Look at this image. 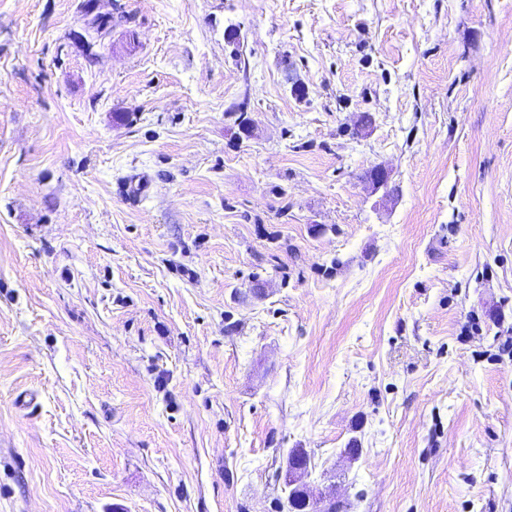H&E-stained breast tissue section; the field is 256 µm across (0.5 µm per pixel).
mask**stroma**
<instances>
[{"instance_id": "35a3bbf8", "label": "stroma", "mask_w": 512, "mask_h": 512, "mask_svg": "<svg viewBox=\"0 0 512 512\" xmlns=\"http://www.w3.org/2000/svg\"><path fill=\"white\" fill-rule=\"evenodd\" d=\"M84 2L0 0V512H512V0ZM288 458L285 485L288 488L286 506L292 512H334L343 504L331 490L314 491L305 479L312 475V457L305 448H293ZM286 487L284 490H286ZM299 511H296V510Z\"/></svg>"}]
</instances>
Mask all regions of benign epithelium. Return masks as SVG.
Listing matches in <instances>:
<instances>
[{"label":"benign epithelium","mask_w":512,"mask_h":512,"mask_svg":"<svg viewBox=\"0 0 512 512\" xmlns=\"http://www.w3.org/2000/svg\"><path fill=\"white\" fill-rule=\"evenodd\" d=\"M312 457L304 448H296L288 458L285 485L288 488L287 508L291 512H335L343 507L331 490L315 491L306 479L312 475Z\"/></svg>","instance_id":"obj_1"}]
</instances>
